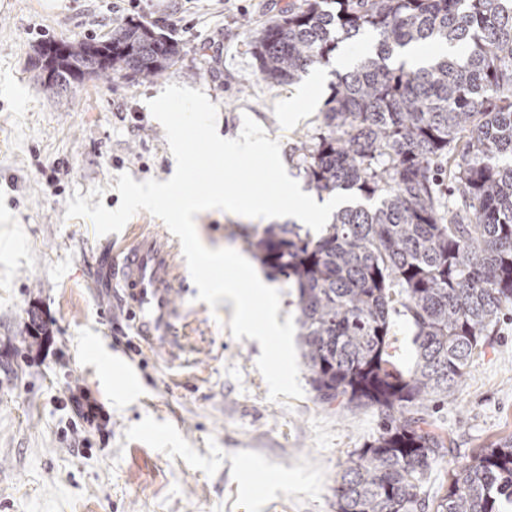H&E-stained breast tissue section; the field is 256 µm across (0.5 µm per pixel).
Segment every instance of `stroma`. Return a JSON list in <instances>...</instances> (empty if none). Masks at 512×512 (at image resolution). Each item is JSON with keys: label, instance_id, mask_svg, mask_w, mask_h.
Segmentation results:
<instances>
[{"label": "stroma", "instance_id": "35a3bbf8", "mask_svg": "<svg viewBox=\"0 0 512 512\" xmlns=\"http://www.w3.org/2000/svg\"><path fill=\"white\" fill-rule=\"evenodd\" d=\"M286 2L0 0V512H334L342 464L377 436L375 410L328 407L309 390L269 400L258 341L233 337L231 300L198 301L184 256L175 331L166 355L150 352L124 319L113 265L138 234L167 226L143 210L100 236L65 216L74 193L96 186L116 209L120 174L169 179L176 162L148 102L171 83L206 88L221 135L251 117L304 182L297 149L319 133L336 77L316 89L262 79L250 40ZM116 18L176 39V66L152 81L103 75L60 97L45 90L35 47L105 38ZM265 224L219 209L195 217L205 246L243 255ZM32 310L47 329L34 338ZM424 410L451 460L512 435V306L455 401Z\"/></svg>", "mask_w": 512, "mask_h": 512}]
</instances>
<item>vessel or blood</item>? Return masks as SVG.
Returning <instances> with one entry per match:
<instances>
[{
  "instance_id": "1",
  "label": "vessel or blood",
  "mask_w": 512,
  "mask_h": 512,
  "mask_svg": "<svg viewBox=\"0 0 512 512\" xmlns=\"http://www.w3.org/2000/svg\"><path fill=\"white\" fill-rule=\"evenodd\" d=\"M174 250L171 237L143 236L124 252L119 269L121 305L137 335L154 348L166 345L177 316Z\"/></svg>"
}]
</instances>
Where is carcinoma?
Returning <instances> with one entry per match:
<instances>
[{
  "mask_svg": "<svg viewBox=\"0 0 512 512\" xmlns=\"http://www.w3.org/2000/svg\"><path fill=\"white\" fill-rule=\"evenodd\" d=\"M365 29L375 52L336 74L324 132L300 148L309 190L356 201L317 237L269 224L248 245L295 293L315 399L372 408L382 422L343 464L335 512H429L422 483L449 449L423 402L454 396L512 302V0H304L282 9L251 53L264 80L290 85ZM436 43L464 53L389 64L398 50ZM51 49V73L37 78L59 94L102 72L151 80L181 54L132 19L113 20L103 40L35 52ZM444 182L462 207L443 200ZM398 304L414 328L406 375L388 352ZM450 479L435 512H502L512 437L454 462Z\"/></svg>",
  "mask_w": 512,
  "mask_h": 512,
  "instance_id": "carcinoma-1",
  "label": "carcinoma"
}]
</instances>
